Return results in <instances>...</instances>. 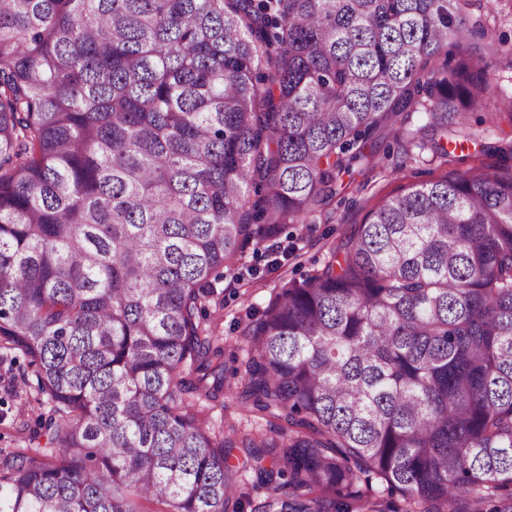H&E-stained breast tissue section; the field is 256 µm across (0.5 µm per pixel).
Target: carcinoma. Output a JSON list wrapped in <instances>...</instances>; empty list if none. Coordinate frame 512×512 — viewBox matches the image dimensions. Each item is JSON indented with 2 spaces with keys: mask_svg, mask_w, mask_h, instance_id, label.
Wrapping results in <instances>:
<instances>
[{
  "mask_svg": "<svg viewBox=\"0 0 512 512\" xmlns=\"http://www.w3.org/2000/svg\"><path fill=\"white\" fill-rule=\"evenodd\" d=\"M459 2L0 0V339L53 403L0 512H244L237 446L262 512H512V169L413 186L283 281L238 391L275 435L194 403L224 390V264L374 168L403 112L446 164L504 97ZM234 481L236 494H248L252 501V506L247 509V512H251L252 508L265 502L267 490L258 483L257 475L252 469H240L234 475Z\"/></svg>",
  "mask_w": 512,
  "mask_h": 512,
  "instance_id": "carcinoma-1",
  "label": "carcinoma"
}]
</instances>
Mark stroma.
I'll return each instance as SVG.
<instances>
[{
    "mask_svg": "<svg viewBox=\"0 0 512 512\" xmlns=\"http://www.w3.org/2000/svg\"><path fill=\"white\" fill-rule=\"evenodd\" d=\"M463 15L472 30V42L487 54L492 84L512 92V0H463ZM486 109L472 111L470 139H461L448 165L427 161L417 151L403 153V130L423 126L422 109L401 117L402 131H380L374 136L377 165L362 175L344 179L336 197L307 223L289 226L279 244L286 254L279 266H269L267 247L246 246L223 269L203 301L206 325L224 343V395L201 401L203 419L223 429L225 435L269 432L276 420L244 407L238 386L244 373L245 339L255 314L279 292L283 279H302L319 269L329 249L349 233L353 225L383 201L405 189L439 179L446 170L464 174L474 169L502 170V161L480 155L481 142L512 136V126L487 124ZM51 402L38 391L36 369L20 351L0 347V457L45 447L48 436L38 430L41 417L50 414Z\"/></svg>",
    "mask_w": 512,
    "mask_h": 512,
    "instance_id": "stroma-1",
    "label": "stroma"
}]
</instances>
